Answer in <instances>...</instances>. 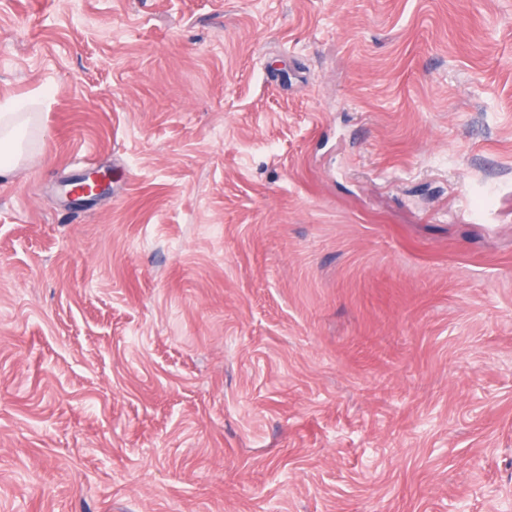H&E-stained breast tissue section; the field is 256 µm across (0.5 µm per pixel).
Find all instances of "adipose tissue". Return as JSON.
<instances>
[{
    "mask_svg": "<svg viewBox=\"0 0 512 512\" xmlns=\"http://www.w3.org/2000/svg\"><path fill=\"white\" fill-rule=\"evenodd\" d=\"M48 98L39 91L29 99L0 109V177L11 175L17 168L24 152V144L30 131L36 129L37 107Z\"/></svg>",
    "mask_w": 512,
    "mask_h": 512,
    "instance_id": "1",
    "label": "adipose tissue"
}]
</instances>
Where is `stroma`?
<instances>
[{
    "label": "stroma",
    "instance_id": "35a3bbf8",
    "mask_svg": "<svg viewBox=\"0 0 512 512\" xmlns=\"http://www.w3.org/2000/svg\"><path fill=\"white\" fill-rule=\"evenodd\" d=\"M41 89L0 512H512V0H0ZM111 179L112 177L108 172L101 173L98 171H92L85 173L69 180L66 185L71 186L76 183H90L92 188H71L66 191V196L69 198L72 204H83L95 200L107 193L110 187Z\"/></svg>",
    "mask_w": 512,
    "mask_h": 512
}]
</instances>
